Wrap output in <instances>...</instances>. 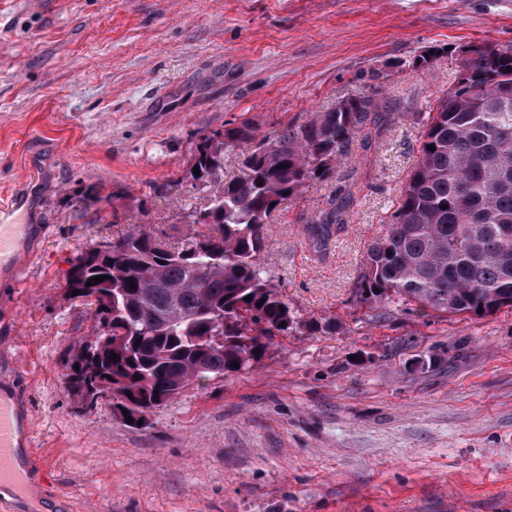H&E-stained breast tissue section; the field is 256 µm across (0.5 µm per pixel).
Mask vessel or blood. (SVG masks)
I'll return each mask as SVG.
<instances>
[{"mask_svg":"<svg viewBox=\"0 0 512 512\" xmlns=\"http://www.w3.org/2000/svg\"><path fill=\"white\" fill-rule=\"evenodd\" d=\"M27 198L19 191L0 201V282L5 284L18 283L26 244L43 234L42 226L21 221ZM33 434L10 381L0 378V488L12 490L10 496L0 495V512H22L25 498L16 486L36 465Z\"/></svg>","mask_w":512,"mask_h":512,"instance_id":"vessel-or-blood-1","label":"vessel or blood"}]
</instances>
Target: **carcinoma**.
<instances>
[{
  "mask_svg": "<svg viewBox=\"0 0 512 512\" xmlns=\"http://www.w3.org/2000/svg\"><path fill=\"white\" fill-rule=\"evenodd\" d=\"M460 70L427 115L394 224L369 250L354 288L362 306L471 316L512 310V43L482 47ZM385 111L359 96L349 111L290 123L271 141L247 123L203 139L187 176L219 186L191 214L206 231L170 250L135 224L69 269L66 293L96 298L99 330L66 362L72 394L129 402L143 421L194 381L233 372L234 362L249 367L265 356L269 337L300 328L260 262L268 220L310 184L329 180L352 140ZM238 149L239 174L224 182V152ZM342 214L341 205L324 213L311 237L324 240ZM101 275L107 279L86 285Z\"/></svg>",
  "mask_w": 512,
  "mask_h": 512,
  "instance_id": "cac0c4a2",
  "label": "carcinoma"
}]
</instances>
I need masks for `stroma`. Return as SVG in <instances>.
Masks as SVG:
<instances>
[{
    "label": "stroma",
    "instance_id": "stroma-1",
    "mask_svg": "<svg viewBox=\"0 0 512 512\" xmlns=\"http://www.w3.org/2000/svg\"><path fill=\"white\" fill-rule=\"evenodd\" d=\"M512 43V0H0V195L36 163L44 237L0 284V359L35 422L34 512H512V310H371L354 287L395 222L423 114L462 51ZM434 52L428 67L419 55ZM349 95L387 102L327 182L276 211L262 254L301 323L246 369L127 423L73 396L92 336L75 258L144 224L169 243L216 184L211 132L263 138ZM343 206L323 247L308 227Z\"/></svg>",
    "mask_w": 512,
    "mask_h": 512
}]
</instances>
